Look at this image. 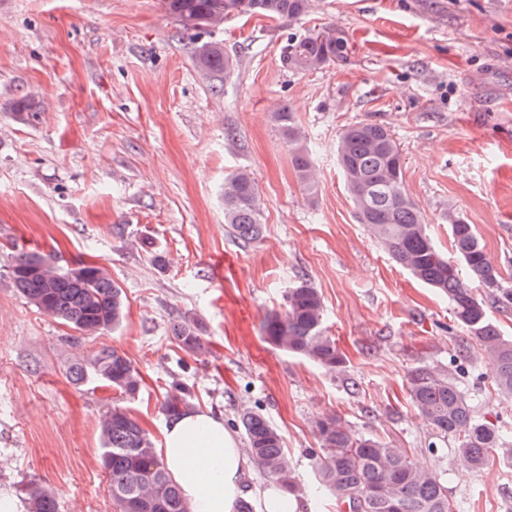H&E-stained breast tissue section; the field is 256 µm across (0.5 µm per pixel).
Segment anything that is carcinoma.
<instances>
[{
  "mask_svg": "<svg viewBox=\"0 0 512 512\" xmlns=\"http://www.w3.org/2000/svg\"><path fill=\"white\" fill-rule=\"evenodd\" d=\"M186 33L224 28L232 17L260 15L293 23L310 9V0H163ZM349 35L334 26L293 34L282 48V63L297 72L317 70L345 60ZM198 69L205 74L224 73L229 78L233 62L221 42L205 41L195 48ZM15 117L25 123L38 119L34 100L15 104ZM278 130L288 145L293 169L309 189L318 181L314 161L292 113L282 107L274 113ZM336 156L357 218L391 258L421 283L436 289L453 312L454 322L480 344L496 368L495 385L512 397V338L491 321L488 304L512 308V282L490 259L476 227L455 216L448 225L457 261L437 247L420 209L404 185L405 161L399 145L384 125L357 122L340 133ZM262 199L251 173L239 169L224 179V222L243 242L262 237ZM44 264L43 272L34 268ZM8 275L20 295L37 310L88 336L117 328L125 315L121 288L103 266L61 270L54 257L39 252H13ZM489 289V299L472 288ZM325 309L319 292L306 282L290 288L284 310L267 316L262 325L266 340L276 348L316 363L328 372L343 364L335 340L324 329ZM170 333L184 351L204 355L207 347L198 325L177 319ZM93 373L104 385L133 398L141 376L122 351L103 345L71 365V382L80 383ZM407 389L414 410L433 428L439 439L452 438L454 460L464 471L482 467L488 451L503 449L512 465V435L487 416H479L470 397L448 373L424 366L407 374ZM187 389L172 385L163 405L169 416L189 406ZM247 451L256 469L296 497L303 491L299 475L288 466L283 438L265 416L239 415ZM320 448L312 452L320 484L336 500L341 512H453L448 487L433 472L416 467L409 451L372 436H357L333 413L316 420ZM101 464L108 478L107 492L117 512H190L182 491L172 478L151 434L129 410L114 407L100 426ZM30 512H58L54 491L45 486L29 490Z\"/></svg>",
  "mask_w": 512,
  "mask_h": 512,
  "instance_id": "obj_1",
  "label": "carcinoma"
}]
</instances>
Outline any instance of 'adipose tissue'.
Wrapping results in <instances>:
<instances>
[{
  "label": "adipose tissue",
  "mask_w": 512,
  "mask_h": 512,
  "mask_svg": "<svg viewBox=\"0 0 512 512\" xmlns=\"http://www.w3.org/2000/svg\"><path fill=\"white\" fill-rule=\"evenodd\" d=\"M162 455L191 512H233L243 497L252 463L223 418L202 409L173 416Z\"/></svg>",
  "instance_id": "1"
}]
</instances>
